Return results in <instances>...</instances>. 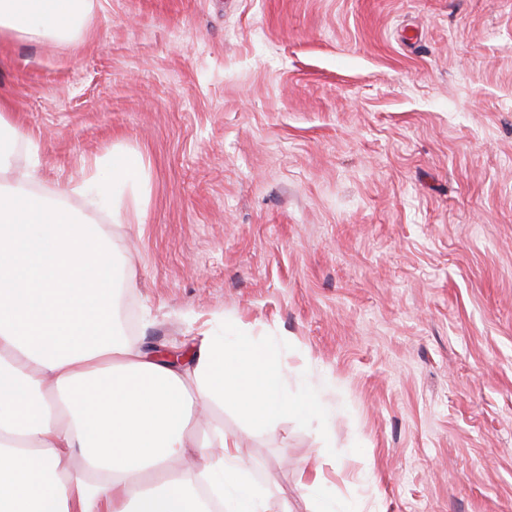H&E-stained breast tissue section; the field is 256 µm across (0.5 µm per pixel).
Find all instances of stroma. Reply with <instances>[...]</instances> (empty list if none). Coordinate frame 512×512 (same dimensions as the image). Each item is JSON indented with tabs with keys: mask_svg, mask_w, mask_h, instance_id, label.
<instances>
[{
	"mask_svg": "<svg viewBox=\"0 0 512 512\" xmlns=\"http://www.w3.org/2000/svg\"><path fill=\"white\" fill-rule=\"evenodd\" d=\"M66 43L0 36V99L53 197L113 153L132 342L249 329L326 418L211 406L269 492L363 512H512V0H93ZM330 445L335 457L321 458ZM305 469L301 474V481L306 478L310 481L307 488L311 491L314 510L312 512H355L357 510L354 507L345 502L336 500L335 497L326 495L322 488L324 479L320 469L315 468L314 470L309 469L306 473ZM313 471V472H312Z\"/></svg>",
	"mask_w": 512,
	"mask_h": 512,
	"instance_id": "35a3bbf8",
	"label": "stroma"
}]
</instances>
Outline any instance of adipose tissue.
I'll return each mask as SVG.
<instances>
[{
    "label": "adipose tissue",
    "instance_id": "ef3b65f1",
    "mask_svg": "<svg viewBox=\"0 0 512 512\" xmlns=\"http://www.w3.org/2000/svg\"><path fill=\"white\" fill-rule=\"evenodd\" d=\"M92 0H0V36L65 41ZM0 105V512H268L237 438L198 436L199 413L231 408L255 427L325 414L316 387L286 388L278 352L242 329L203 335L186 360L130 343L116 315L124 268L106 235L9 175L19 134ZM143 190L140 157H113L75 193L122 223ZM207 462L176 469L188 449Z\"/></svg>",
    "mask_w": 512,
    "mask_h": 512
}]
</instances>
